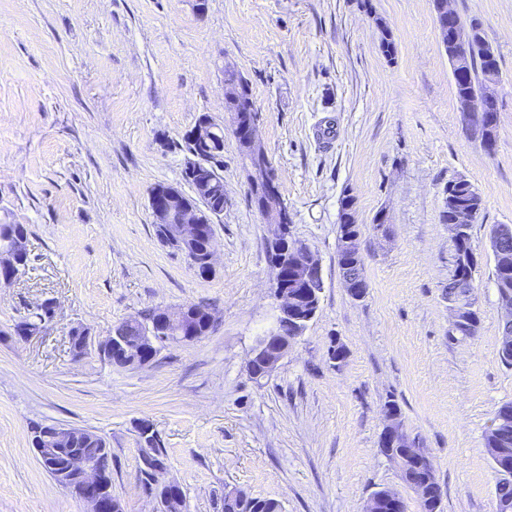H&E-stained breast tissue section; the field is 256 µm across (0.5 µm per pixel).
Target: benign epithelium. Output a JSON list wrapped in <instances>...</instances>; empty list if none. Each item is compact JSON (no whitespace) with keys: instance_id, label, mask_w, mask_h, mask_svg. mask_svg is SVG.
<instances>
[{"instance_id":"1","label":"benign epithelium","mask_w":512,"mask_h":512,"mask_svg":"<svg viewBox=\"0 0 512 512\" xmlns=\"http://www.w3.org/2000/svg\"><path fill=\"white\" fill-rule=\"evenodd\" d=\"M439 30H446L452 25L455 28V41L466 43L470 31L456 21V12L450 8H440L437 11ZM483 107L472 106L461 111L462 120L470 136L481 128ZM259 117L245 110L233 113L232 133L238 144L247 148L245 159L248 163L252 187L262 196L259 210L264 223L270 228L269 249L273 251L272 266L275 270L274 298L277 302V326L266 335L259 338L253 351V358L264 360L266 372H271L288 354L292 340L279 342L278 349L270 356L266 355V342L271 336L290 334L299 335L305 329L299 313L302 298L315 296L318 289L323 287L321 264L316 254L302 242L286 243L288 234V209L282 203L277 187V177L269 159L257 141L256 133ZM224 136V125L218 123L211 115L202 114L191 128V144L198 148H208ZM211 167L209 153L194 156L188 173L196 175L193 189L203 203L213 200V182L202 176V170ZM149 206L154 217V223L166 225L168 236L173 240L191 241L205 234V224L200 219L197 209L184 205L180 195L173 190H153L149 196ZM474 211L460 206L448 224L450 236L455 237L463 230V225L474 222ZM28 237L22 235L15 241L5 240L0 243V281L6 285L12 284L19 276V265L27 248ZM359 236L345 235L339 239L340 266L344 271L352 267L350 254L358 249ZM215 250L213 238H208L207 251L203 263L193 264L197 274H208L214 268ZM348 293L355 299L364 298L368 292V282L362 275L353 272L347 277ZM499 303L505 312L506 330L500 338V349L505 354L512 355V295L503 290L499 293ZM452 313V323L468 328L474 333L477 322L472 319L473 309L460 300L448 301ZM162 337L175 343L191 341L192 335L187 328L182 311L170 314L162 323L154 322L142 327L141 337L135 347L129 350L132 366H145L157 355V338ZM387 438L403 446L410 444L409 434L401 422L388 419L385 426ZM77 430L60 425H46L39 429L36 437L35 452L40 459H50L61 449L68 447ZM61 480L76 479L79 498L90 506V512H113L112 496L107 492L104 471L93 461L82 455H72L67 458L63 469L57 471Z\"/></svg>"}]
</instances>
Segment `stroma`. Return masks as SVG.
I'll list each match as a JSON object with an SVG mask.
<instances>
[{
  "label": "stroma",
  "instance_id": "stroma-1",
  "mask_svg": "<svg viewBox=\"0 0 512 512\" xmlns=\"http://www.w3.org/2000/svg\"><path fill=\"white\" fill-rule=\"evenodd\" d=\"M450 6L480 20L499 59L490 152L462 124L432 0H207L201 14L193 0H0V223L26 225L30 254L0 287V512L88 510L36 457L35 423L107 440L123 512L156 507L139 472L144 423L183 512H223L235 487L283 512H364L386 489L419 512L380 451L390 399L433 456L443 512H498L485 435L512 402V367L499 356L490 230L512 225V0ZM228 65L251 88L292 235L323 278L314 319L259 381L247 365L276 322L275 273L232 133L216 168L224 213L210 275L158 240L149 208L157 184L186 189L185 134L198 117L231 126ZM460 177L484 200L471 229L480 322L465 340L451 337L443 300L452 247L441 212ZM346 193L362 226L361 301L338 262ZM47 299L57 307L45 332L18 335ZM201 301L216 316L208 335L139 368L100 360L95 343L119 322ZM76 326L92 339L78 358Z\"/></svg>",
  "mask_w": 512,
  "mask_h": 512
}]
</instances>
